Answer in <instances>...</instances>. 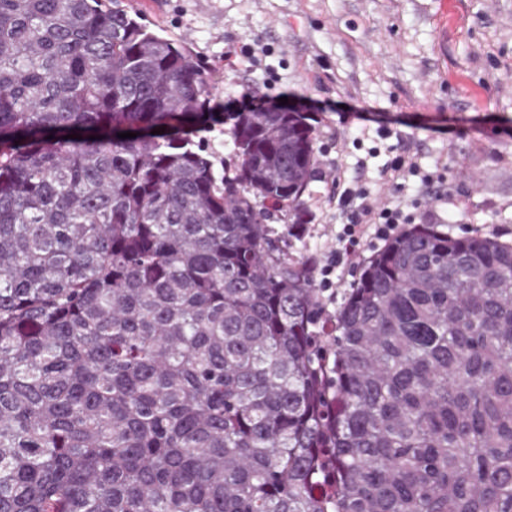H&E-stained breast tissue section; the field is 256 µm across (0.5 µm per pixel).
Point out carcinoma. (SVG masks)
Wrapping results in <instances>:
<instances>
[{
	"instance_id": "carcinoma-1",
	"label": "carcinoma",
	"mask_w": 512,
	"mask_h": 512,
	"mask_svg": "<svg viewBox=\"0 0 512 512\" xmlns=\"http://www.w3.org/2000/svg\"><path fill=\"white\" fill-rule=\"evenodd\" d=\"M111 3L0 0V512H512V244L414 224L328 311L308 114L217 170Z\"/></svg>"
}]
</instances>
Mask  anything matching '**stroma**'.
<instances>
[{"mask_svg": "<svg viewBox=\"0 0 512 512\" xmlns=\"http://www.w3.org/2000/svg\"><path fill=\"white\" fill-rule=\"evenodd\" d=\"M149 30L187 42L208 76L211 105L242 111L247 96L287 98L311 114L317 173L304 194L307 251L321 258L343 222L334 178L371 191L397 155L415 154L433 187L410 178L399 198L416 223L458 237L512 242V0H117ZM271 44L276 75L225 63L239 45ZM360 112L393 134L350 135ZM452 223H445V216Z\"/></svg>", "mask_w": 512, "mask_h": 512, "instance_id": "obj_1", "label": "stroma"}]
</instances>
